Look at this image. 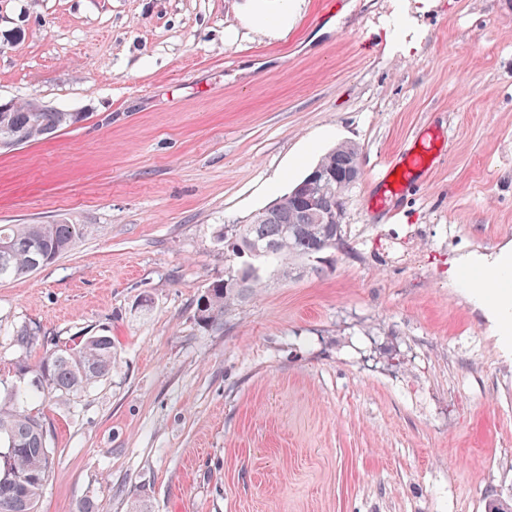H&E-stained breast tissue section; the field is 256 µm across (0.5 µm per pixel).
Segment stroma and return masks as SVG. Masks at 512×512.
<instances>
[{
    "label": "stroma",
    "instance_id": "stroma-1",
    "mask_svg": "<svg viewBox=\"0 0 512 512\" xmlns=\"http://www.w3.org/2000/svg\"><path fill=\"white\" fill-rule=\"evenodd\" d=\"M0 0V103L83 121L0 152V224H80L0 283V389L42 346L111 336L80 395L28 400L54 464L39 512H488L512 500V335L451 281L512 243V0ZM431 168L386 210L420 132ZM342 143V245L267 271L203 329L250 223Z\"/></svg>",
    "mask_w": 512,
    "mask_h": 512
}]
</instances>
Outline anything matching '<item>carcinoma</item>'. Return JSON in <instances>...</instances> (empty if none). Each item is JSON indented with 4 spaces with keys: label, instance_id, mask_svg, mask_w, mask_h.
Listing matches in <instances>:
<instances>
[{
    "label": "carcinoma",
    "instance_id": "1",
    "mask_svg": "<svg viewBox=\"0 0 512 512\" xmlns=\"http://www.w3.org/2000/svg\"><path fill=\"white\" fill-rule=\"evenodd\" d=\"M82 120L78 112L36 111L26 106L0 112V142L22 134L26 141ZM358 150L351 144L327 152L296 187L313 186L309 203L294 192L255 215L239 228L238 245L244 255L253 249L265 251L263 262L288 272V260L309 258L328 240H344L341 224L326 223L329 214L343 206L344 194L353 179ZM83 235L79 224L0 225V282L29 276L35 269L31 255L41 257L44 267L68 253ZM261 285L257 269L246 262L238 270L224 272L213 280L196 305L197 319L204 328L224 324V310L244 293ZM115 352L112 337L85 336L71 345L45 350L39 364L36 389L74 396L112 372ZM51 448L43 419L24 409L0 407V512H38V504L51 469Z\"/></svg>",
    "mask_w": 512,
    "mask_h": 512
}]
</instances>
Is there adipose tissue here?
<instances>
[{
	"label": "adipose tissue",
	"mask_w": 512,
	"mask_h": 512,
	"mask_svg": "<svg viewBox=\"0 0 512 512\" xmlns=\"http://www.w3.org/2000/svg\"><path fill=\"white\" fill-rule=\"evenodd\" d=\"M512 276V248H501L489 254L465 253L454 267L452 280L465 288L469 298L478 305L486 304V294L492 279L503 280Z\"/></svg>",
	"instance_id": "obj_1"
}]
</instances>
